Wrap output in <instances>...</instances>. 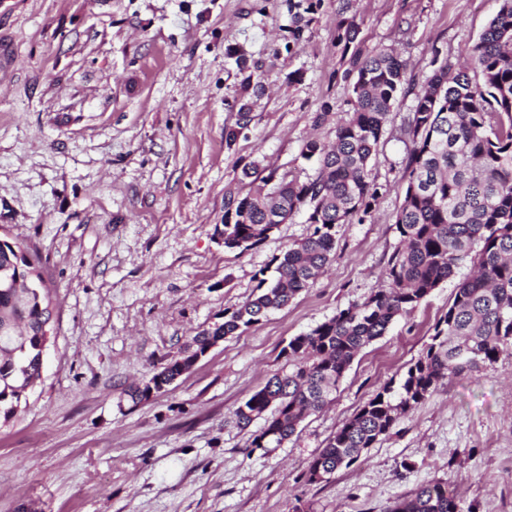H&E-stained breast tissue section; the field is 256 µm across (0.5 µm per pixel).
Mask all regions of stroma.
I'll return each instance as SVG.
<instances>
[{
  "label": "stroma",
  "instance_id": "35a3bbf8",
  "mask_svg": "<svg viewBox=\"0 0 512 512\" xmlns=\"http://www.w3.org/2000/svg\"><path fill=\"white\" fill-rule=\"evenodd\" d=\"M499 5L356 0L365 47L396 49L407 64L372 160L381 195L371 218L340 228L330 265L288 306L138 404L128 389L251 298L311 231L302 212L242 252L216 227L225 196L248 190L244 166L303 182L315 172L303 143L334 139L351 96L336 0L297 51L286 0H13L0 12V237L39 253L55 330L41 382L0 424V512H388L438 482L476 512H512V346L439 384L328 481L303 476L422 355L470 265L365 346L281 447L251 451L262 422L243 430L234 417L285 369L291 338L382 286L400 242L415 92L464 60ZM230 50L258 62L266 92L229 148L242 80Z\"/></svg>",
  "mask_w": 512,
  "mask_h": 512
}]
</instances>
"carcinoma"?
Masks as SVG:
<instances>
[{
    "instance_id": "cac0c4a2",
    "label": "carcinoma",
    "mask_w": 512,
    "mask_h": 512,
    "mask_svg": "<svg viewBox=\"0 0 512 512\" xmlns=\"http://www.w3.org/2000/svg\"><path fill=\"white\" fill-rule=\"evenodd\" d=\"M336 2V46L351 79V107L336 124V140L303 144L301 157L316 164L315 175L303 182L273 172L255 178L244 168L251 190L225 198L220 235L224 247L248 251L301 211L313 230L277 259L274 276L260 279L253 299L200 331L187 354L153 374L151 382L177 379L224 337L287 306L332 261L338 228L361 224L374 210L380 191L371 160L406 83V63L392 48H363V18L354 0ZM322 6L323 0H288L293 46L302 44ZM226 56L244 73L239 119L225 130L230 148L251 122L247 98L264 87L258 65H247L231 50ZM449 69L441 66L415 94L404 199L396 218L400 247L388 261L387 287L292 338L280 352L288 371L272 375L235 410L242 428L264 419L252 434V450L282 446L329 401L364 346L413 313L459 265L473 264V276L458 284L426 352L399 385H384L343 423L308 463L309 483L356 463L440 381L493 364L502 346L512 345V0H502L474 45L469 66ZM40 264L36 251L0 239V326L16 327L14 334L0 332V422L16 414L27 387L40 378V332L48 319ZM390 512L473 508L463 509L453 491L434 484L415 490Z\"/></svg>"
}]
</instances>
